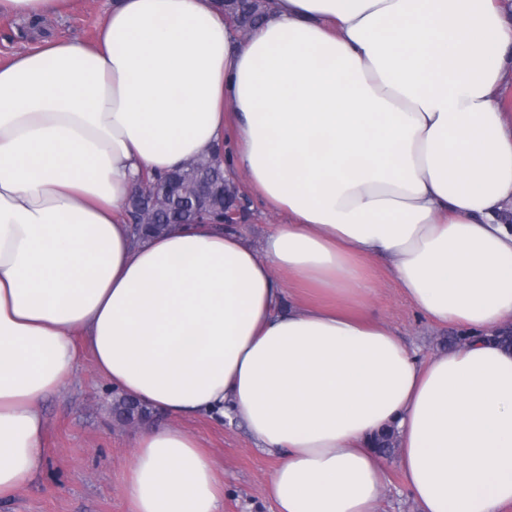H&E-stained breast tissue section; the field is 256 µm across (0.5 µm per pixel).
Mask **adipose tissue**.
<instances>
[{
	"label": "adipose tissue",
	"instance_id": "adipose-tissue-1",
	"mask_svg": "<svg viewBox=\"0 0 512 512\" xmlns=\"http://www.w3.org/2000/svg\"><path fill=\"white\" fill-rule=\"evenodd\" d=\"M79 0H0V19ZM512 22L499 0H274L248 38L213 0H114L97 40L0 62V501L38 475L44 400L88 349L164 414L122 481L130 512H220L184 417L241 419L275 512H379L399 436L421 512L512 507ZM222 152L285 216L132 236L143 175ZM385 258L465 346L427 360L371 311Z\"/></svg>",
	"mask_w": 512,
	"mask_h": 512
}]
</instances>
